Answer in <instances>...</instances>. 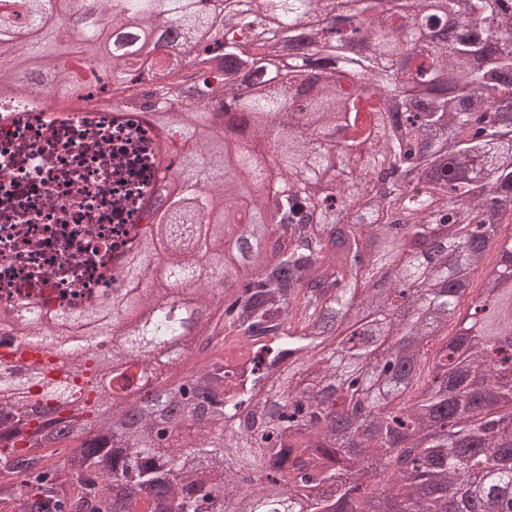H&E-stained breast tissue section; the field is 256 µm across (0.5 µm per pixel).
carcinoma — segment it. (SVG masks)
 <instances>
[{
  "mask_svg": "<svg viewBox=\"0 0 512 512\" xmlns=\"http://www.w3.org/2000/svg\"><path fill=\"white\" fill-rule=\"evenodd\" d=\"M204 2L93 0L112 26L86 23L88 52L110 56L112 111L152 114L170 203L145 212L112 302L9 322L68 349L82 383L0 373V512H512V252L496 247L512 224V0H443L421 23L446 39L427 44L387 0L350 6L345 34L372 42L363 84L336 56L341 0H254L249 16L231 3L218 36L219 4ZM77 6L0 0V50L29 87L57 71L67 105L89 88L67 71L61 17ZM163 16L195 48L189 71L141 53ZM285 34L317 75L295 93L269 65ZM247 75L265 88L243 92ZM17 76L0 68L4 93ZM273 113L288 128L270 195L268 166L238 142L265 138ZM155 256L156 279L188 281L202 321L142 287ZM387 268L390 286L368 287ZM105 329L120 346L68 341ZM185 340L178 361H204L167 393L195 427L160 453L176 425L144 415L129 430L131 368ZM251 408L268 433L237 429ZM47 433L76 445L52 463ZM117 480L133 493L114 504Z\"/></svg>",
  "mask_w": 512,
  "mask_h": 512,
  "instance_id": "cac0c4a2",
  "label": "carcinoma"
}]
</instances>
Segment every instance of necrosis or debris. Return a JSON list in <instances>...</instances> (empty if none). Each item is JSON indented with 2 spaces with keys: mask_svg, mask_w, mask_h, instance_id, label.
I'll use <instances>...</instances> for the list:
<instances>
[{
  "mask_svg": "<svg viewBox=\"0 0 512 512\" xmlns=\"http://www.w3.org/2000/svg\"><path fill=\"white\" fill-rule=\"evenodd\" d=\"M100 80L87 103L51 121L0 99V307L42 316L111 301L120 259L145 226L161 169L143 114L114 113Z\"/></svg>",
  "mask_w": 512,
  "mask_h": 512,
  "instance_id": "1",
  "label": "necrosis or debris"
}]
</instances>
